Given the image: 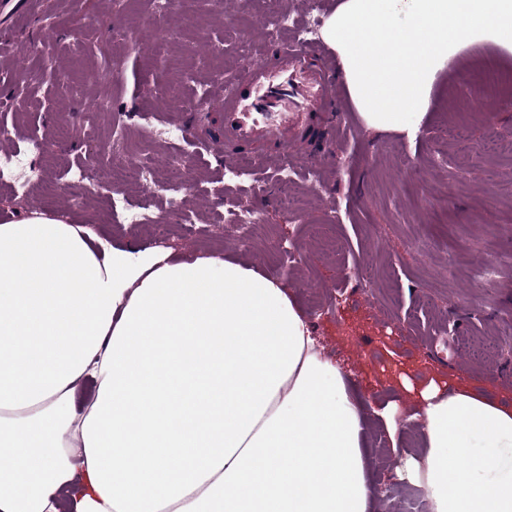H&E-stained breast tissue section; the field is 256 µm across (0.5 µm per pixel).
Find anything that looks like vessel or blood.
Masks as SVG:
<instances>
[{
	"label": "vessel or blood",
	"instance_id": "obj_1",
	"mask_svg": "<svg viewBox=\"0 0 512 512\" xmlns=\"http://www.w3.org/2000/svg\"><path fill=\"white\" fill-rule=\"evenodd\" d=\"M221 90L223 121L208 136L225 157L270 155L287 165L312 141L335 134L342 106L336 67L307 42L283 41Z\"/></svg>",
	"mask_w": 512,
	"mask_h": 512
}]
</instances>
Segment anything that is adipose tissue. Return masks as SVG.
I'll use <instances>...</instances> for the list:
<instances>
[{
	"mask_svg": "<svg viewBox=\"0 0 512 512\" xmlns=\"http://www.w3.org/2000/svg\"><path fill=\"white\" fill-rule=\"evenodd\" d=\"M322 36L366 126L411 138L466 46L512 53V0H340ZM92 238L34 209L0 224V512L63 490L75 512H374L364 400L284 285ZM421 398L399 478L432 512H512V409Z\"/></svg>",
	"mask_w": 512,
	"mask_h": 512,
	"instance_id": "ef3b65f1",
	"label": "adipose tissue"
}]
</instances>
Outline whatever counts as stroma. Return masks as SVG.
I'll return each instance as SVG.
<instances>
[{
	"mask_svg": "<svg viewBox=\"0 0 512 512\" xmlns=\"http://www.w3.org/2000/svg\"><path fill=\"white\" fill-rule=\"evenodd\" d=\"M11 62L0 68L10 103L5 152L43 141L47 154L26 173L28 198L0 188V224L30 209L91 230L112 246H161L189 260L235 259L281 282L302 309L323 353L366 400L377 512L414 492L398 480L401 457L422 452L416 420L430 384L467 387L512 408V98L470 107L467 80L482 62L512 75V54L475 42L439 76L416 139L368 129L300 158L297 212L282 211L258 161L221 162L202 135L170 144L188 99L205 94L199 122L216 125L215 72L237 77L284 36L261 0H43L33 15L9 17ZM122 128L131 169L180 156L179 196L198 222L172 223L169 199L152 200L170 221L165 238L144 224L113 223L101 197L72 205L69 171L101 186L112 172V135ZM256 212L248 238L223 215ZM494 262L493 282L477 271ZM454 323V334L444 332ZM493 343L501 354L474 356Z\"/></svg>",
	"mask_w": 512,
	"mask_h": 512,
	"instance_id": "1",
	"label": "stroma"
}]
</instances>
